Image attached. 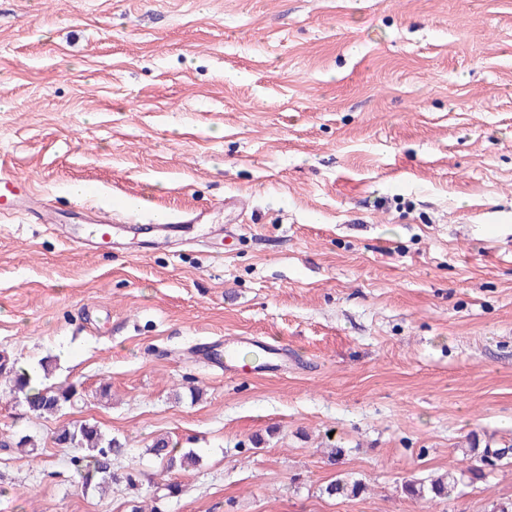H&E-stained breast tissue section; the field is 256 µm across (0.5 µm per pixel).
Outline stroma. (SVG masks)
Listing matches in <instances>:
<instances>
[{
	"label": "stroma",
	"instance_id": "obj_1",
	"mask_svg": "<svg viewBox=\"0 0 512 512\" xmlns=\"http://www.w3.org/2000/svg\"><path fill=\"white\" fill-rule=\"evenodd\" d=\"M0 159L54 206L0 221V353L52 358L50 383L82 393L41 418L0 379V512L512 501V464L449 499L403 491L512 445V0H0ZM74 184L129 218L207 221L88 251ZM240 336L293 366L229 376L194 355ZM85 421L123 443L138 491L75 480L55 436ZM159 437L200 457L175 497ZM341 473L365 491L327 496ZM239 342L256 346L260 350L266 352L267 354L274 355V357H272L270 361H265L262 363L261 367L264 368V371L270 373H279L288 370L287 348L270 347L269 345L263 343L262 341H258L254 337L250 336L241 337Z\"/></svg>",
	"mask_w": 512,
	"mask_h": 512
}]
</instances>
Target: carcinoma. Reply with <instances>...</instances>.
<instances>
[{"mask_svg": "<svg viewBox=\"0 0 512 512\" xmlns=\"http://www.w3.org/2000/svg\"><path fill=\"white\" fill-rule=\"evenodd\" d=\"M52 370V361L47 359L39 361V369L27 371L17 368L9 356L0 354V377L8 379L11 391L22 395L29 411L40 417L52 416L65 405L77 400L78 390L72 384L53 387L40 383L33 386L38 376L46 380ZM56 440L61 445L83 451L82 455L71 458V465L84 484L90 485L95 480L97 486L102 487L121 479L130 489L139 487V472L136 469L132 468L122 475L112 470V457L121 452L123 444L117 438L106 435L98 425L81 423L66 427L59 431ZM150 451L161 460L163 470L167 472L180 471L186 465L198 462V456L193 450L180 453L169 447L165 439L156 440ZM483 476L481 467L472 466L458 475L450 474L428 484L422 480L409 479L405 481L403 489L412 497L424 498L429 495L433 498H448L464 480L474 482ZM362 491V482L350 477H338L324 489L327 495L336 498H355Z\"/></svg>", "mask_w": 512, "mask_h": 512, "instance_id": "obj_1", "label": "carcinoma"}]
</instances>
